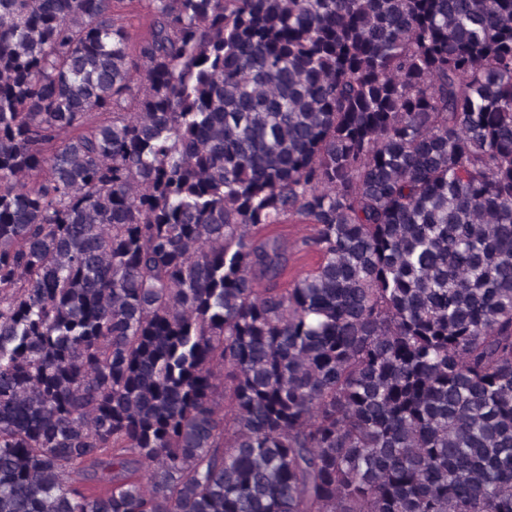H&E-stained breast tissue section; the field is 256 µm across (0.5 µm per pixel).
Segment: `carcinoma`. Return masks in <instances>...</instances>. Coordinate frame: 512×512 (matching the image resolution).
<instances>
[{
    "label": "carcinoma",
    "instance_id": "carcinoma-1",
    "mask_svg": "<svg viewBox=\"0 0 512 512\" xmlns=\"http://www.w3.org/2000/svg\"><path fill=\"white\" fill-rule=\"evenodd\" d=\"M123 3L0 0V512H512V0Z\"/></svg>",
    "mask_w": 512,
    "mask_h": 512
}]
</instances>
